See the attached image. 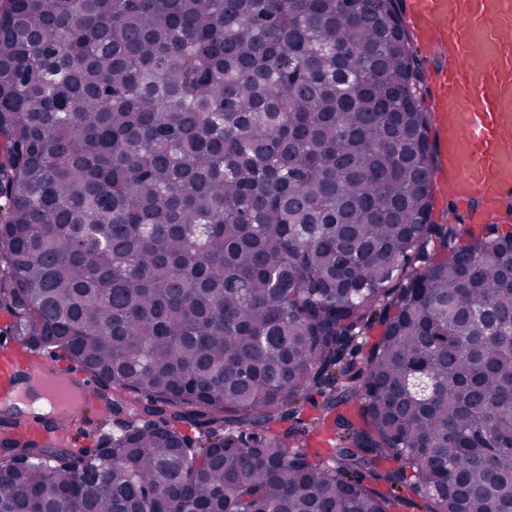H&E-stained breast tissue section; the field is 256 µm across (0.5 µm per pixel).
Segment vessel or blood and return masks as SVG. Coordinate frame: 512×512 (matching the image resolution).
Instances as JSON below:
<instances>
[{
  "mask_svg": "<svg viewBox=\"0 0 512 512\" xmlns=\"http://www.w3.org/2000/svg\"><path fill=\"white\" fill-rule=\"evenodd\" d=\"M417 38L447 62L428 73L444 187L461 223L483 224L512 204V0H410ZM20 366L0 353V403L15 398ZM81 399H68L76 416L95 397L72 378Z\"/></svg>",
  "mask_w": 512,
  "mask_h": 512,
  "instance_id": "obj_1",
  "label": "vessel or blood"
}]
</instances>
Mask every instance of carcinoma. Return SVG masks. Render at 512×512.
<instances>
[{
  "mask_svg": "<svg viewBox=\"0 0 512 512\" xmlns=\"http://www.w3.org/2000/svg\"><path fill=\"white\" fill-rule=\"evenodd\" d=\"M390 30L398 0L0 14V308L129 415L100 459L0 438V512H512V230L432 223Z\"/></svg>",
  "mask_w": 512,
  "mask_h": 512,
  "instance_id": "carcinoma-1",
  "label": "carcinoma"
}]
</instances>
